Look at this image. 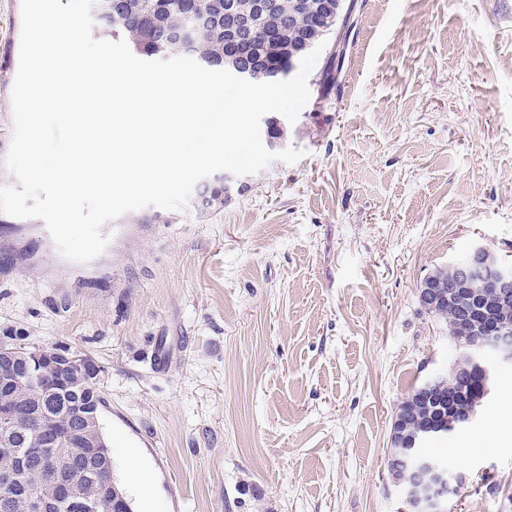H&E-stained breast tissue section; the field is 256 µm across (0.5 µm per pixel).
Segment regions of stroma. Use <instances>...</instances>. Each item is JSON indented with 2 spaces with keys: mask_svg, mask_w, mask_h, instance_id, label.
Segmentation results:
<instances>
[{
  "mask_svg": "<svg viewBox=\"0 0 512 512\" xmlns=\"http://www.w3.org/2000/svg\"><path fill=\"white\" fill-rule=\"evenodd\" d=\"M355 23L287 128L305 157L223 207L125 213L87 263L0 213V335L99 365L133 512H411L392 422L457 355L419 289L477 244L512 261V0H356ZM20 33L0 0V185ZM435 453L466 477L449 512H512V369Z\"/></svg>",
  "mask_w": 512,
  "mask_h": 512,
  "instance_id": "35a3bbf8",
  "label": "stroma"
}]
</instances>
